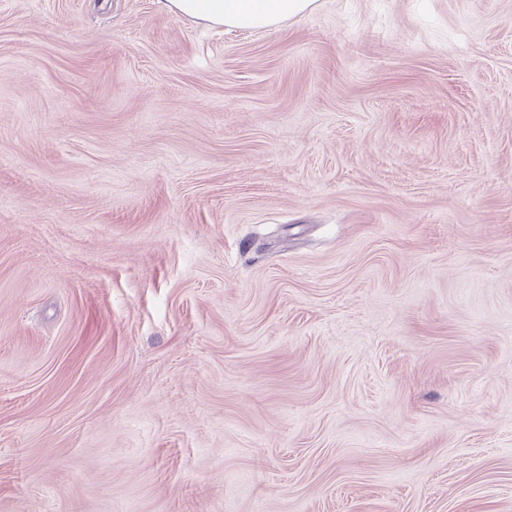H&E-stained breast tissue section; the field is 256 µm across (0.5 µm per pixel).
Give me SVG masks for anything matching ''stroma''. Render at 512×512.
Returning <instances> with one entry per match:
<instances>
[{"instance_id":"35a3bbf8","label":"stroma","mask_w":512,"mask_h":512,"mask_svg":"<svg viewBox=\"0 0 512 512\" xmlns=\"http://www.w3.org/2000/svg\"><path fill=\"white\" fill-rule=\"evenodd\" d=\"M0 512H512V0H0ZM169 12L207 25L276 30L309 12L316 0H162Z\"/></svg>"}]
</instances>
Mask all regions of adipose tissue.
<instances>
[{"mask_svg": "<svg viewBox=\"0 0 512 512\" xmlns=\"http://www.w3.org/2000/svg\"><path fill=\"white\" fill-rule=\"evenodd\" d=\"M315 0H163L169 12L211 26L275 30L309 12Z\"/></svg>", "mask_w": 512, "mask_h": 512, "instance_id": "adipose-tissue-1", "label": "adipose tissue"}]
</instances>
